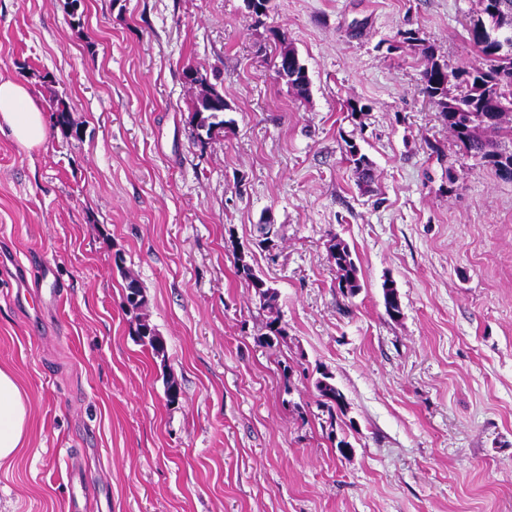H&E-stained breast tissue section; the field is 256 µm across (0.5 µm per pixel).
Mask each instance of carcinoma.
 <instances>
[{
    "mask_svg": "<svg viewBox=\"0 0 512 512\" xmlns=\"http://www.w3.org/2000/svg\"><path fill=\"white\" fill-rule=\"evenodd\" d=\"M467 33L469 41L480 54L486 66L471 67L458 73H448L446 66L435 58V49L416 37V33L406 30L399 33L405 42L417 43V49L425 60L421 74V92L432 102L448 125L449 133L470 156L480 157L482 164L490 166L498 174L512 180V149L502 146V141L512 143V125L501 119L495 123L487 121L489 114H512V0H492L482 6L477 17L471 20ZM277 69L288 77L297 96L309 95L310 80L305 65L297 58V53L288 43H282ZM184 77L192 85L203 86V91L190 99L188 109L196 129H212L226 125L224 121V93L205 84V79L196 66L184 70ZM458 81L462 90L457 95L448 92L451 80ZM56 125L67 136L80 137L81 125L73 116V109L63 99L58 100L55 108ZM346 160L352 166L360 183L370 186L374 180L373 163L362 153L358 145L346 142ZM330 261L336 268L337 287L343 293L354 295L361 289L358 269L352 257L349 245L342 239L332 238L328 246ZM236 271L258 297L260 306L271 313L266 322L263 341L267 344L287 336L277 309V291L258 275L246 260L242 251L236 253ZM126 287L134 288V296H126V305L138 310L145 304L142 286L136 279L125 276ZM384 304L387 315L396 318L401 314V304L393 282L383 284ZM136 335L143 345L150 348L153 356L165 357L166 348L162 337L158 336L150 324L138 323ZM315 389L320 397L319 404L328 414L334 410L346 411L347 403L342 391L333 382V375L327 371L320 373L315 380Z\"/></svg>",
    "mask_w": 512,
    "mask_h": 512,
    "instance_id": "carcinoma-1",
    "label": "carcinoma"
}]
</instances>
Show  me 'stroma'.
Masks as SVG:
<instances>
[{"label": "stroma", "instance_id": "35a3bbf8", "mask_svg": "<svg viewBox=\"0 0 512 512\" xmlns=\"http://www.w3.org/2000/svg\"><path fill=\"white\" fill-rule=\"evenodd\" d=\"M63 3L0 0V79L84 127L27 149L0 123V269L39 259L65 286L43 302L0 279V368L31 410L0 512H64L76 482L88 512H512V181L465 154L400 38L448 70L477 64L478 0H271L259 21L245 0H84L77 23ZM285 43L308 99L275 73ZM191 64L228 105L205 141ZM334 237L356 295L337 287ZM240 251L276 289L284 339L262 341ZM143 318L165 358L138 342ZM323 371L348 403L333 420ZM56 125L66 136L80 138L81 125L73 116V109L65 100H58L54 110ZM346 143V160L352 166L355 174L360 183L365 186H370V183L374 180L373 163L369 157L362 153L358 145L353 141H347ZM328 250L330 261L336 268L337 287L342 293L355 295L361 289V284L349 245L334 237L330 240Z\"/></svg>", "mask_w": 512, "mask_h": 512}]
</instances>
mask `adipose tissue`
Returning <instances> with one entry per match:
<instances>
[{"label":"adipose tissue","mask_w":512,"mask_h":512,"mask_svg":"<svg viewBox=\"0 0 512 512\" xmlns=\"http://www.w3.org/2000/svg\"><path fill=\"white\" fill-rule=\"evenodd\" d=\"M0 122L9 126L16 143L25 148L47 136L45 119L27 87L17 80H0ZM30 405L15 376L0 369V463L12 460L28 433Z\"/></svg>","instance_id":"adipose-tissue-1"}]
</instances>
